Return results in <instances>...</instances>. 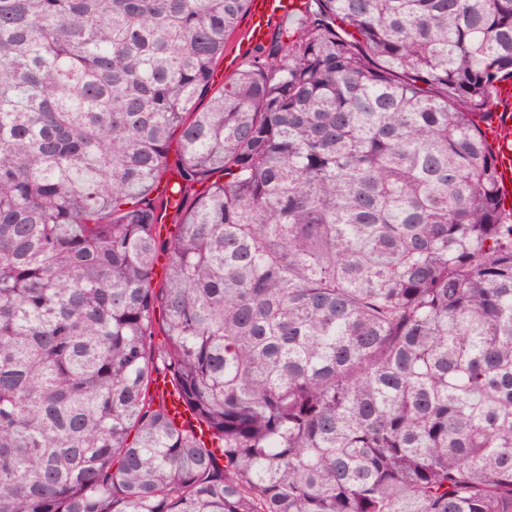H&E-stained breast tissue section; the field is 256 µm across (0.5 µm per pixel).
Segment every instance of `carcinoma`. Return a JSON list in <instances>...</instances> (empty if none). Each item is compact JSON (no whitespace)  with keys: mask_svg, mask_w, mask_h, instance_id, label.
<instances>
[{"mask_svg":"<svg viewBox=\"0 0 512 512\" xmlns=\"http://www.w3.org/2000/svg\"><path fill=\"white\" fill-rule=\"evenodd\" d=\"M250 3L0 0V512H512V0ZM300 1L301 0H254L252 2L251 15L248 11L247 14L239 20L235 30L227 36L224 59L220 60L216 67L217 74L215 80L217 82L214 84V88L220 86L218 78L224 73V64L227 57L236 56L237 62L235 68L225 75L224 78L239 69L245 68L257 56H260L264 51L268 50L274 42L288 41L289 36L292 35L297 27V17H286L278 21L274 25L270 39L265 42L270 35L271 23L275 18L296 15L303 10L304 4ZM249 15L250 23L245 32L244 39L248 47L253 46L254 48L239 57L238 45ZM512 83V81H511ZM510 82L499 86L498 100L508 107L507 112L493 113L487 127L485 136L493 146L495 155V169L499 188V204L505 210L512 208V84ZM475 120V118H474ZM476 122V120H475ZM477 123V122H476ZM478 124V123H477ZM479 125V124H478ZM482 129V127L479 125ZM489 131L486 133V131ZM483 131V129H482ZM483 131V132H484ZM155 375H161L155 377V388L158 393L164 396L170 418L181 426L195 428L196 433L203 436V441L208 446H214L207 428L197 421L193 412L188 408L182 396L177 393L170 380L163 374L154 373L153 377Z\"/></svg>","mask_w":512,"mask_h":512,"instance_id":"1","label":"carcinoma"}]
</instances>
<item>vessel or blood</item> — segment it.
<instances>
[{
  "instance_id": "1",
  "label": "vessel or blood",
  "mask_w": 512,
  "mask_h": 512,
  "mask_svg": "<svg viewBox=\"0 0 512 512\" xmlns=\"http://www.w3.org/2000/svg\"><path fill=\"white\" fill-rule=\"evenodd\" d=\"M302 0H253L250 23L244 39L247 45L265 43L270 35L275 18L300 13ZM498 100L502 111L493 113L487 123V139L493 146L495 169L499 188V204L504 209L512 208V84L501 85ZM155 388L165 398L166 409L171 419L185 427L194 428L199 435H206L205 426L199 425L193 412L166 376H158Z\"/></svg>"
}]
</instances>
